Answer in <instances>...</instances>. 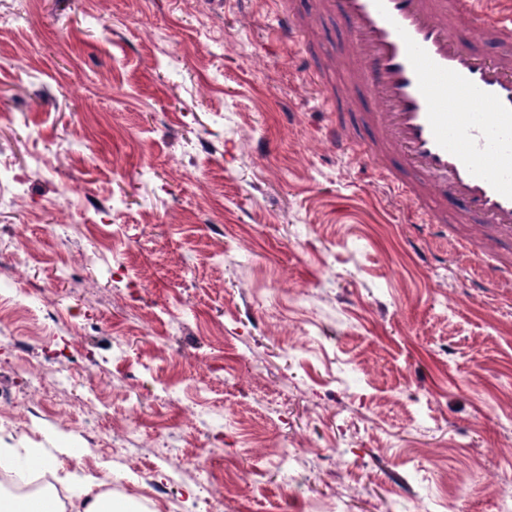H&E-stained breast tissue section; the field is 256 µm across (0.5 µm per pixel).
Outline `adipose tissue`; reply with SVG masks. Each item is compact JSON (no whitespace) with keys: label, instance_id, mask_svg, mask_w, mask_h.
<instances>
[{"label":"adipose tissue","instance_id":"ef3b65f1","mask_svg":"<svg viewBox=\"0 0 512 512\" xmlns=\"http://www.w3.org/2000/svg\"><path fill=\"white\" fill-rule=\"evenodd\" d=\"M61 490L36 492L21 498L0 495V512H132L124 497L98 488L93 476L76 472L60 479Z\"/></svg>","mask_w":512,"mask_h":512}]
</instances>
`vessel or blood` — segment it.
Here are the masks:
<instances>
[{
  "instance_id": "vessel-or-blood-1",
  "label": "vessel or blood",
  "mask_w": 512,
  "mask_h": 512,
  "mask_svg": "<svg viewBox=\"0 0 512 512\" xmlns=\"http://www.w3.org/2000/svg\"><path fill=\"white\" fill-rule=\"evenodd\" d=\"M496 0H318L307 16L281 14V41L315 51L322 15L348 24L314 71L332 114L327 139L356 155L426 224H467L461 254L512 245V18ZM496 52L484 54L485 42Z\"/></svg>"
}]
</instances>
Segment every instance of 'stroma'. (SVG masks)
Segmentation results:
<instances>
[{
  "mask_svg": "<svg viewBox=\"0 0 512 512\" xmlns=\"http://www.w3.org/2000/svg\"><path fill=\"white\" fill-rule=\"evenodd\" d=\"M314 3L0 0V448L138 512H512V248L336 155ZM23 462L20 465L21 453L18 448H0V470L6 473H18L33 470L57 471L59 463L47 455L42 448H23Z\"/></svg>",
  "mask_w": 512,
  "mask_h": 512,
  "instance_id": "stroma-1",
  "label": "stroma"
}]
</instances>
